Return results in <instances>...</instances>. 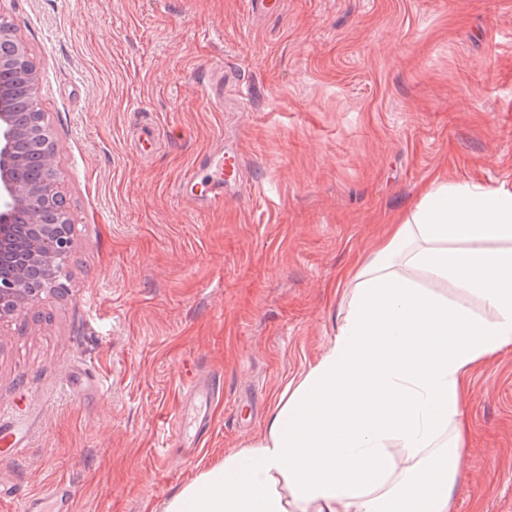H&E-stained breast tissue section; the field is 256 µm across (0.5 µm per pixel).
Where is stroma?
Returning <instances> with one entry per match:
<instances>
[{"label":"stroma","mask_w":512,"mask_h":512,"mask_svg":"<svg viewBox=\"0 0 512 512\" xmlns=\"http://www.w3.org/2000/svg\"><path fill=\"white\" fill-rule=\"evenodd\" d=\"M38 75L75 224L68 295L0 335V412L32 425L0 458L21 496L163 512L258 440L334 339L336 288L434 176L512 182V0H0ZM230 81L216 110L204 86ZM160 131L136 154L138 128ZM246 184L195 209L174 186L217 143ZM223 395L199 452L163 421L200 369ZM454 512H512V349L480 365Z\"/></svg>","instance_id":"stroma-1"}]
</instances>
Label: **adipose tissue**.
Segmentation results:
<instances>
[{"label":"adipose tissue","mask_w":512,"mask_h":512,"mask_svg":"<svg viewBox=\"0 0 512 512\" xmlns=\"http://www.w3.org/2000/svg\"><path fill=\"white\" fill-rule=\"evenodd\" d=\"M445 283L471 302L440 294ZM511 347L512 183L435 177L362 261L334 340L281 393L264 435L164 512H453L464 393Z\"/></svg>","instance_id":"1"}]
</instances>
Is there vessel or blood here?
I'll return each instance as SVG.
<instances>
[{
    "mask_svg": "<svg viewBox=\"0 0 512 512\" xmlns=\"http://www.w3.org/2000/svg\"><path fill=\"white\" fill-rule=\"evenodd\" d=\"M243 162L239 148L216 146L178 180L175 194L196 205L222 202L225 190L240 187ZM219 393L220 380L209 372L189 386L174 421L178 442L197 441L209 432L213 426V401ZM28 438L29 428L24 421L0 413L1 452L11 457L21 455ZM14 512H72V506L65 486L58 485L41 495L18 499Z\"/></svg>",
    "mask_w": 512,
    "mask_h": 512,
    "instance_id": "b4317fda",
    "label": "vessel or blood"
}]
</instances>
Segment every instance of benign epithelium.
Here are the masks:
<instances>
[{"label":"benign epithelium","instance_id":"7a95c632","mask_svg":"<svg viewBox=\"0 0 512 512\" xmlns=\"http://www.w3.org/2000/svg\"><path fill=\"white\" fill-rule=\"evenodd\" d=\"M21 55H27L26 48L0 23V69L10 71L8 77H0V330L43 294L70 292L68 264L75 245L74 224L64 208L47 222L19 223L23 208L60 194L59 175L52 165L53 142L43 146L46 174L35 183L24 182L29 161L17 148L22 122L13 86L19 81L35 91L38 77L15 63Z\"/></svg>","mask_w":512,"mask_h":512}]
</instances>
